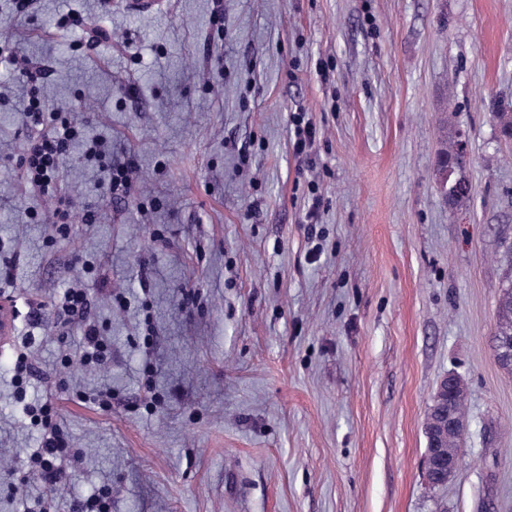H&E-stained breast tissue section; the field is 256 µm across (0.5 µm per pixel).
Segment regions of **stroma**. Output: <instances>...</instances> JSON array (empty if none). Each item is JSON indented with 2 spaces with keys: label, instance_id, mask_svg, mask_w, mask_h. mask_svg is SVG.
I'll list each match as a JSON object with an SVG mask.
<instances>
[{
  "label": "stroma",
  "instance_id": "obj_1",
  "mask_svg": "<svg viewBox=\"0 0 512 512\" xmlns=\"http://www.w3.org/2000/svg\"><path fill=\"white\" fill-rule=\"evenodd\" d=\"M0 47L40 72L47 111L135 163L112 198L73 146L56 234L19 167L26 76L0 59V512L46 495L76 512L106 485L112 512H512V373L494 354L512 136L493 118L512 111V0H32L23 17L0 0ZM299 111L317 128L303 158ZM454 134L459 202L436 181ZM70 288L106 368L62 361L81 329L51 301ZM450 372L468 424L434 488L425 422ZM45 400L82 453L53 488L26 467L40 430L24 407ZM292 144L298 155H308L316 139V127L305 112H295L291 116Z\"/></svg>",
  "mask_w": 512,
  "mask_h": 512
}]
</instances>
